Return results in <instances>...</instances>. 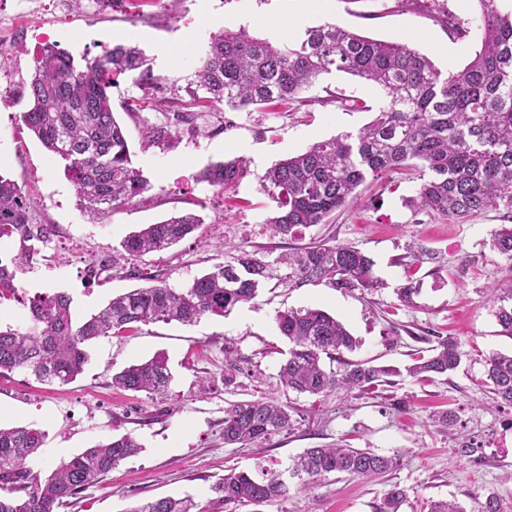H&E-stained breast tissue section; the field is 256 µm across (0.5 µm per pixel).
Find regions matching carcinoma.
<instances>
[{"label":"carcinoma","mask_w":512,"mask_h":512,"mask_svg":"<svg viewBox=\"0 0 512 512\" xmlns=\"http://www.w3.org/2000/svg\"><path fill=\"white\" fill-rule=\"evenodd\" d=\"M483 34L479 49L462 68L443 72L412 45L361 36L338 24L309 27L292 43L255 38L244 28H226L210 36L192 84L212 102L232 110L273 101L298 99L332 71L379 86L385 99L375 118L357 132L313 144L305 152L274 164L257 176L271 215L264 227L272 238L292 239L300 229L322 224L339 208L358 199L367 176L381 179L406 170L418 173L416 196L406 203L440 216L465 219L512 201V10L499 0H476ZM139 72V85L158 86L149 60L136 45H117L77 66L68 52L46 45L33 56L25 88L32 106L20 120L53 156L64 161L81 209L93 217L132 202L150 190L132 166L124 130L112 110L110 89L119 76ZM250 174L243 159L207 165L199 174L210 186L225 189ZM203 220L183 212L147 224L126 237L105 258L116 268L127 256L161 252L193 233ZM48 227L35 224L21 186L0 173V243L12 245L0 259V300L17 293V275L31 268L45 245ZM491 248L512 260V225L503 224ZM224 262L185 288H172L160 276L150 285L113 297L96 313L76 323L71 298L64 292L30 299L24 330L0 327V375L26 370L36 380L69 384L83 373L88 345L105 336H121L151 324L191 325L207 315L224 317L256 299L264 282L289 289L327 284L344 290L381 288L374 261L347 243L315 239L272 261L243 245L224 243ZM493 316L501 333L512 336V304L492 289ZM275 323L288 339L280 365L285 391L313 396H357L405 374L435 381L455 372L464 353L450 337L414 353L401 372L368 360H346L343 352L359 346L344 324L318 308L277 311ZM337 363L328 367L324 360ZM172 381L166 358L132 364L112 376V386L163 396ZM479 386L500 405L512 408V353L485 360ZM300 410L271 398L229 402L224 407V444L247 447L298 424ZM45 433L31 425L0 427V512H57L69 500L101 483L135 455L141 445L130 433L98 444L61 462L47 477L27 462L44 445ZM397 454L331 444L307 448L283 470L254 472L225 469L211 488L213 507L235 512L242 504L261 506L288 498L290 491L309 493L331 475L373 478L400 466ZM406 492L392 485L378 512H401ZM469 511L452 499L432 501L428 512H506L498 493L490 491ZM126 512H206L190 498L163 497L140 502Z\"/></svg>","instance_id":"carcinoma-1"}]
</instances>
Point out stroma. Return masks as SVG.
<instances>
[{
	"label": "stroma",
	"mask_w": 512,
	"mask_h": 512,
	"mask_svg": "<svg viewBox=\"0 0 512 512\" xmlns=\"http://www.w3.org/2000/svg\"><path fill=\"white\" fill-rule=\"evenodd\" d=\"M8 0L0 11V172L23 188L35 220L49 219L56 235L32 270L20 274V301L0 304V322L23 328L29 314L25 298L59 289L71 298L74 320L97 311L112 296L143 287V274H163L173 288L223 262L219 245L243 244L258 254L286 250L263 228L268 200L257 174L276 162L304 152L313 143L353 132L369 123L382 91L344 72H332L304 95L302 103L232 111L217 105L200 121L210 126H180L161 141L141 138L143 123L162 121L163 92L140 87L134 75L111 89L112 109L123 126L131 161L149 180L142 197L106 216L91 218L78 205L75 188L62 164L20 122L29 107L23 84L33 66L34 51L44 43L58 45L75 61L103 55L119 44L138 45L153 73L165 83L186 87L211 33L246 27L257 38L291 41L305 28L336 23L360 35L411 44L443 71L464 66L480 45V10L476 0H116L94 9L92 0L74 8L69 0ZM464 22L466 38L451 37L441 15ZM357 96L369 111L351 110L345 101ZM145 101L137 116L123 105ZM242 157L250 173L222 192L200 182L208 164ZM416 172L393 181L366 179L357 202L336 211L328 223L303 230V241L325 238L350 243L374 261L384 286L371 295L325 285L288 290L262 288L255 303L229 316H206L192 325L156 323L123 336L99 338L89 349L82 375L67 384H43L30 372L0 376V425L29 424L46 434L45 445L30 467L49 475L63 460L126 433L141 445L102 483L58 512H127L140 501L191 496L201 507L213 497L212 485L226 467L279 469L306 448L346 441L355 448L400 453V467L374 480L330 479L314 493H291L288 500L238 507L237 512H376L391 485L405 489L402 512H427L429 500L454 498L474 508V497L498 493L512 512V409L493 403L476 384L484 359L512 351V338L501 335L492 315L491 289L512 288V260L490 248L500 225L512 224V202L503 200L464 221L417 211L406 201L416 193ZM205 219L199 230L162 251L129 258L121 272L102 271L87 280L83 268L92 257L111 255L112 248L139 230L179 212ZM420 282L412 307L389 314L395 288L408 277ZM317 307L339 318L359 341L353 356L373 359L399 370L382 393L348 402L336 396L283 393L278 371L288 341L274 320L276 311ZM451 336L465 357L447 380L420 382L402 375L409 354L421 338ZM240 366L236 380L225 385V349ZM164 355L174 375L165 397L115 389L112 376L130 364ZM210 389L200 393V380ZM288 398L304 414L293 431L249 448L224 443V406L259 396ZM446 409L453 426L433 425L434 411ZM477 441L480 457H467L462 442Z\"/></svg>",
	"instance_id": "35a3bbf8"
}]
</instances>
